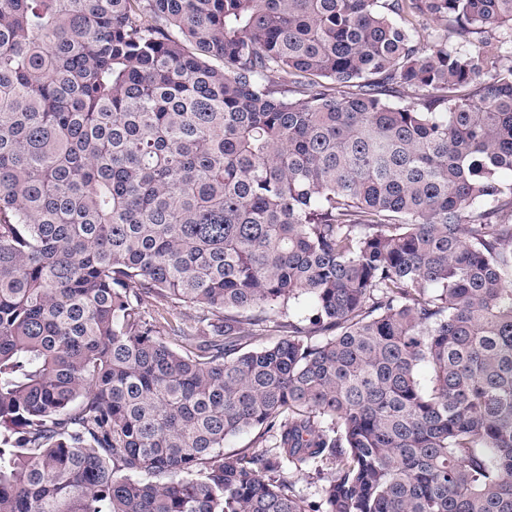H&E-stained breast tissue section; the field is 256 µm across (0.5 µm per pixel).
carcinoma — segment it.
I'll use <instances>...</instances> for the list:
<instances>
[{
    "label": "carcinoma",
    "instance_id": "obj_1",
    "mask_svg": "<svg viewBox=\"0 0 512 512\" xmlns=\"http://www.w3.org/2000/svg\"><path fill=\"white\" fill-rule=\"evenodd\" d=\"M502 27L0 0V512H512ZM288 481L292 483L299 495L308 499L319 498L322 481L314 472L302 475L289 471Z\"/></svg>",
    "mask_w": 512,
    "mask_h": 512
}]
</instances>
